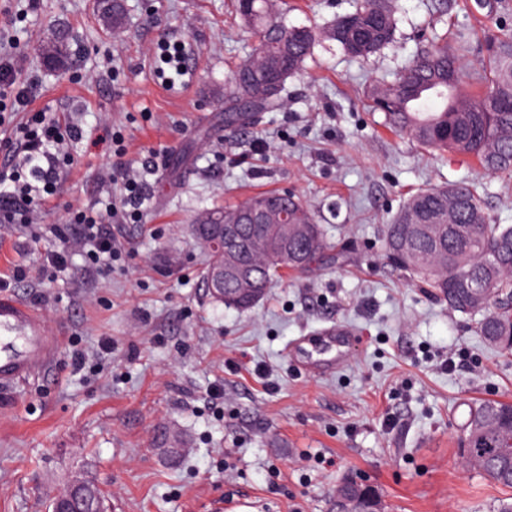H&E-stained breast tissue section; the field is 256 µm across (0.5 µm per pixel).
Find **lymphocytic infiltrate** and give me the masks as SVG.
<instances>
[{
    "label": "lymphocytic infiltrate",
    "instance_id": "f902f5d3",
    "mask_svg": "<svg viewBox=\"0 0 512 512\" xmlns=\"http://www.w3.org/2000/svg\"><path fill=\"white\" fill-rule=\"evenodd\" d=\"M30 103V90L17 79L12 52L0 45V110L10 108L28 115L7 146L11 169L0 172V220L11 224L32 223L40 201L52 195L60 178L63 144L82 136L78 126H63L46 113L30 111ZM137 171L122 169L124 194L119 204L109 205L102 213L79 209L73 214V223L83 227L79 246L92 262L119 253L117 239L105 222L106 216L121 213L135 218L140 214L147 186Z\"/></svg>",
    "mask_w": 512,
    "mask_h": 512
}]
</instances>
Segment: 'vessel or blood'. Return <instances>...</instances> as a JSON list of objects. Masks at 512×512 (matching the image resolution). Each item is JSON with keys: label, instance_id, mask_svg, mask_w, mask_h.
Here are the masks:
<instances>
[{"label": "vessel or blood", "instance_id": "obj_1", "mask_svg": "<svg viewBox=\"0 0 512 512\" xmlns=\"http://www.w3.org/2000/svg\"><path fill=\"white\" fill-rule=\"evenodd\" d=\"M352 340L351 331L331 326L316 335L298 337L291 352L298 362L327 371L344 362ZM60 345V337L48 330L30 306L0 298V385L16 386L43 371Z\"/></svg>", "mask_w": 512, "mask_h": 512}]
</instances>
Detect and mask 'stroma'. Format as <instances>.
<instances>
[{
    "mask_svg": "<svg viewBox=\"0 0 512 512\" xmlns=\"http://www.w3.org/2000/svg\"><path fill=\"white\" fill-rule=\"evenodd\" d=\"M352 6L284 0L283 19L323 30ZM125 8L115 30L96 0H0V32L39 81L31 111L83 131L33 224L0 223L10 294L62 338L48 371L0 387V512H48L76 473L106 491L107 512H330L336 486L354 477L385 512H493L512 493L463 470L458 438L470 403L512 400V356L413 285L381 245L403 199L446 183L478 184L491 215L512 224V172L421 150L384 127L364 91L394 81L433 35L512 37V0L492 11L398 0L390 47L352 59L320 40L282 106L243 127L224 122V84L254 42L231 0ZM60 35L68 64L51 69L45 51ZM178 40L195 52L184 94L160 79L162 47ZM152 151L162 164L141 218L116 225L119 258L89 271L71 212L104 210L119 194L112 170ZM272 190L304 200L335 253L249 310L224 307L202 286L206 252L191 226ZM62 247L67 269L48 267ZM333 323L356 334L346 361L300 372L287 343Z\"/></svg>",
    "mask_w": 512,
    "mask_h": 512,
    "instance_id": "35a3bbf8",
    "label": "stroma"
}]
</instances>
